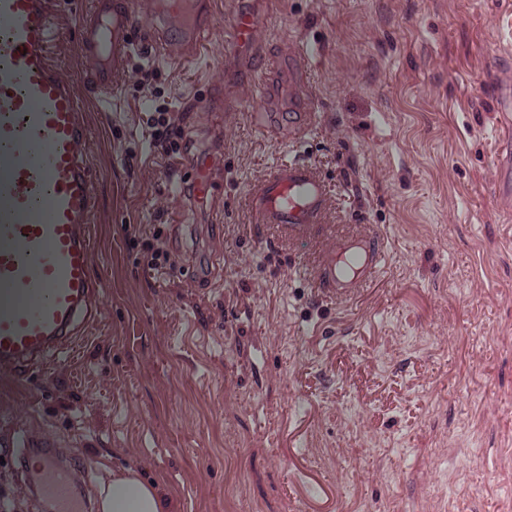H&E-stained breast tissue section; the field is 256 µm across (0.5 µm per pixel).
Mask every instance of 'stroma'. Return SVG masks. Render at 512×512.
<instances>
[{
    "mask_svg": "<svg viewBox=\"0 0 512 512\" xmlns=\"http://www.w3.org/2000/svg\"><path fill=\"white\" fill-rule=\"evenodd\" d=\"M91 0L55 21L52 53L79 71ZM256 11L267 48L309 42L318 122L307 158L337 232L373 230L388 259L351 299L312 278L318 246L258 238L255 181L295 150L255 129L251 52L205 30L206 60L142 74L129 53L112 103L85 101L98 233L99 313L47 393L0 380V446L38 428L90 479L127 470L167 512H512V136L491 94L512 72V0H223ZM223 81L230 113L176 115ZM174 121L167 150L148 121ZM219 146L224 184L204 205L165 197L186 150ZM223 251L211 285L145 258Z\"/></svg>",
    "mask_w": 512,
    "mask_h": 512,
    "instance_id": "35a3bbf8",
    "label": "stroma"
}]
</instances>
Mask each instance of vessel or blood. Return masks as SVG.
Returning a JSON list of instances; mask_svg holds the SVG:
<instances>
[{"mask_svg": "<svg viewBox=\"0 0 512 512\" xmlns=\"http://www.w3.org/2000/svg\"><path fill=\"white\" fill-rule=\"evenodd\" d=\"M224 24L225 45L261 54L262 24L254 11L219 18L214 0H92L78 34L84 70L73 74L52 57L49 0H0V149L8 173L0 178V379L12 377L42 390L48 381L32 366L64 354L92 316L100 286L91 264L95 186L88 162L84 97L112 93V68L138 44L155 49V60L178 53L204 54V30ZM311 48L268 60L255 88L267 98L288 92V108L268 115L271 127L305 141L316 114L301 76ZM179 178L167 193L207 199L218 168L207 151L186 152ZM329 188L317 168L302 158L276 165L249 196L256 229L273 227L293 240L319 236L323 247L316 286L333 298L352 297L386 265L381 238L363 232L336 234L324 221ZM12 463L25 475L27 494L51 501L54 512H85L75 495L87 473L48 435L16 437Z\"/></svg>", "mask_w": 512, "mask_h": 512, "instance_id": "1", "label": "vessel or blood"}]
</instances>
